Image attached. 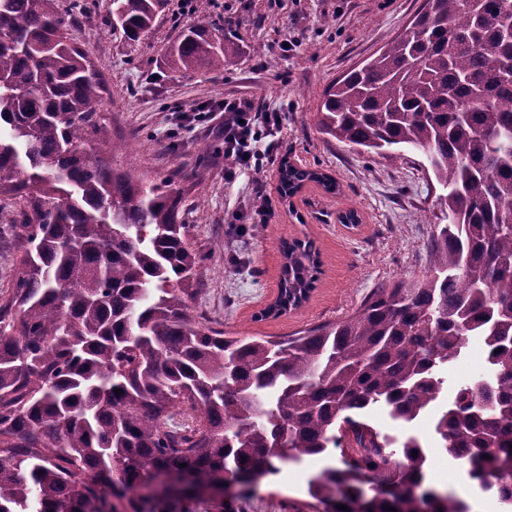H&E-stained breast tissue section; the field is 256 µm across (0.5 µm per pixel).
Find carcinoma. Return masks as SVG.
Returning <instances> with one entry per match:
<instances>
[{
  "label": "carcinoma",
  "mask_w": 512,
  "mask_h": 512,
  "mask_svg": "<svg viewBox=\"0 0 512 512\" xmlns=\"http://www.w3.org/2000/svg\"><path fill=\"white\" fill-rule=\"evenodd\" d=\"M166 2L109 0L112 27L136 41ZM77 5L0 0V195L19 205L16 278L0 298V512H118L124 500L130 512H234L149 484L224 472L247 483L332 449L341 465L308 485L322 512H468L428 484L419 438L368 422L375 406L405 424L440 407V446L512 508V0H426L324 89L317 124L334 140L429 154L447 223L434 225L422 276L275 339L226 336L191 314L202 257L181 194L114 170L103 151L89 157L107 138L104 86L78 46ZM236 51L197 27L169 55L187 73L222 69ZM279 181L284 197L310 182L336 190L286 158ZM281 251L261 319L316 288L313 244ZM473 338L492 376L445 403L443 372Z\"/></svg>",
  "instance_id": "1"
}]
</instances>
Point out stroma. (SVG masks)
<instances>
[{
	"mask_svg": "<svg viewBox=\"0 0 512 512\" xmlns=\"http://www.w3.org/2000/svg\"><path fill=\"white\" fill-rule=\"evenodd\" d=\"M424 0H210L206 11L179 12L167 0L152 30L139 41L112 28L106 0H81L75 34L106 80L103 115L114 148L112 167L147 181L173 177L183 197L193 246L204 258L192 307L229 336H284L353 311L371 288L422 276L428 266L431 225L439 216L441 187L416 151L392 158L359 152L322 134L316 112L325 87L362 65L408 26ZM191 26L219 29L239 51L223 69L175 71L167 52ZM291 48H284V41ZM246 95L262 108H285L275 141L276 162L262 177L271 214L252 225L245 241L226 235L224 219L247 199L252 175L224 181V139L218 122L194 121L197 106ZM210 146L200 154L199 144ZM333 176L339 189L310 183L294 197L278 191L277 162ZM359 221L341 223L347 210ZM313 241L320 274L309 300L287 314H258L277 294L280 244ZM372 424L397 436L413 434L427 447L431 486L463 499L469 512H505L490 492L472 483L465 465L439 448L432 415L410 428L373 408ZM338 451L307 456L249 492L240 512H315L310 480L339 464Z\"/></svg>",
	"mask_w": 512,
	"mask_h": 512,
	"instance_id": "1",
	"label": "stroma"
}]
</instances>
